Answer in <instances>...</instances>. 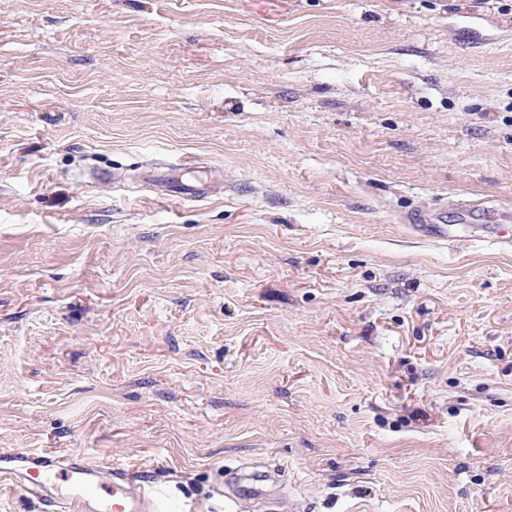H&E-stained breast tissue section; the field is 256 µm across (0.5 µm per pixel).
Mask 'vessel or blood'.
I'll return each instance as SVG.
<instances>
[{
	"instance_id": "obj_1",
	"label": "vessel or blood",
	"mask_w": 512,
	"mask_h": 512,
	"mask_svg": "<svg viewBox=\"0 0 512 512\" xmlns=\"http://www.w3.org/2000/svg\"><path fill=\"white\" fill-rule=\"evenodd\" d=\"M0 485L24 489L41 512H166L168 505L134 468L76 451L1 450Z\"/></svg>"
}]
</instances>
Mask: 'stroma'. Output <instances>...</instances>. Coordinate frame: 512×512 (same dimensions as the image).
<instances>
[{
	"mask_svg": "<svg viewBox=\"0 0 512 512\" xmlns=\"http://www.w3.org/2000/svg\"><path fill=\"white\" fill-rule=\"evenodd\" d=\"M186 156L223 194L146 180ZM462 201L512 216V0H0V449L512 512V248Z\"/></svg>",
	"mask_w": 512,
	"mask_h": 512,
	"instance_id": "35a3bbf8",
	"label": "stroma"
}]
</instances>
